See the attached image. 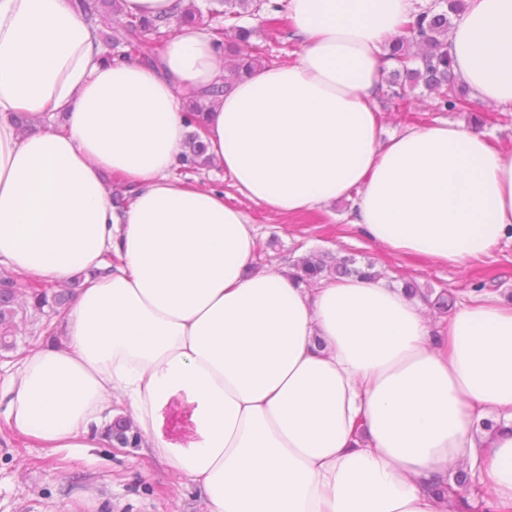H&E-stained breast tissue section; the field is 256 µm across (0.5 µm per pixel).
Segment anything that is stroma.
I'll use <instances>...</instances> for the list:
<instances>
[{"label":"stroma","mask_w":512,"mask_h":512,"mask_svg":"<svg viewBox=\"0 0 512 512\" xmlns=\"http://www.w3.org/2000/svg\"><path fill=\"white\" fill-rule=\"evenodd\" d=\"M411 112L400 100L379 95L385 135L439 121L471 129L483 126L495 144L512 148V111L477 105L473 111L439 112L423 88L411 95ZM225 198L250 216L258 228V266L287 269L300 254L315 252L372 261L388 286L415 280L437 297L452 292L457 302L471 300L475 285L512 303V239L500 242L480 260L437 265L421 256H399L354 233L348 223L347 200L300 213L272 218L266 208L225 187ZM0 512H203L195 489L162 466L145 461L135 448H116L111 441L92 448L50 450L32 445L5 426L0 416Z\"/></svg>","instance_id":"35a3bbf8"}]
</instances>
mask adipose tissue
<instances>
[{"mask_svg": "<svg viewBox=\"0 0 512 512\" xmlns=\"http://www.w3.org/2000/svg\"><path fill=\"white\" fill-rule=\"evenodd\" d=\"M285 3L294 58L206 115L231 186L283 218L353 198L363 237L444 265L512 238V149L448 121L381 136L384 46L413 0ZM448 54L474 98L512 105V0H467ZM223 77L203 30L174 28L151 68L108 61L72 0H0V265L85 278L0 378L8 426L80 448L128 416L206 512H448L432 487L456 465L512 512V305L474 299L435 326L381 282L254 269L249 217L172 175L184 91ZM107 172L130 180L125 211Z\"/></svg>", "mask_w": 512, "mask_h": 512, "instance_id": "adipose-tissue-1", "label": "adipose tissue"}]
</instances>
